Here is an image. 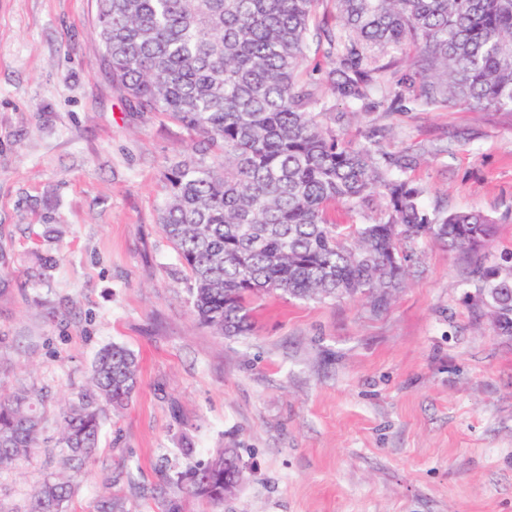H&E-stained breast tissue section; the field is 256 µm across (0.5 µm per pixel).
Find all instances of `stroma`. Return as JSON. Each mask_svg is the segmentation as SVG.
Segmentation results:
<instances>
[{
    "instance_id": "1",
    "label": "stroma",
    "mask_w": 512,
    "mask_h": 512,
    "mask_svg": "<svg viewBox=\"0 0 512 512\" xmlns=\"http://www.w3.org/2000/svg\"><path fill=\"white\" fill-rule=\"evenodd\" d=\"M375 64L382 91L336 106L344 139L416 157L423 207L482 212L496 237L470 252L408 244L411 275L387 306L264 295L253 331L226 337L196 319L160 224L189 133L113 86L96 0H0V379L42 394L54 437L101 349L138 361L69 512L108 490L126 512H162L161 464L219 448L244 471L223 512H512V336L475 274L512 253V112L425 102L398 85L409 58ZM57 467L41 447L0 473V506L26 512Z\"/></svg>"
}]
</instances>
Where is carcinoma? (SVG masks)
<instances>
[{
	"label": "carcinoma",
	"instance_id": "carcinoma-1",
	"mask_svg": "<svg viewBox=\"0 0 512 512\" xmlns=\"http://www.w3.org/2000/svg\"><path fill=\"white\" fill-rule=\"evenodd\" d=\"M97 37L112 84L139 112L173 120L193 155L165 173L163 233L192 287L198 319L225 336L253 330L251 298L280 292L298 300L363 294L383 306L405 287L403 242L429 238L469 252L496 225L477 211L429 214L422 189L405 177L413 158L375 144L345 143L346 113L304 78L314 48L332 61V93L350 105L373 86L375 54L413 53L421 96L461 99L512 112V0H336L341 28L316 21L317 0H96ZM332 115L329 124L319 120ZM380 200L383 217L347 228L332 205ZM479 292L502 333L512 335V268L479 271ZM137 383L124 346L103 349L90 386L60 415V467L36 483L27 512H67L76 478L99 448L104 407L122 408ZM42 395L0 392V472L40 447ZM163 479L217 508L242 480L237 454ZM94 512H123L103 494Z\"/></svg>",
	"mask_w": 512,
	"mask_h": 512
}]
</instances>
